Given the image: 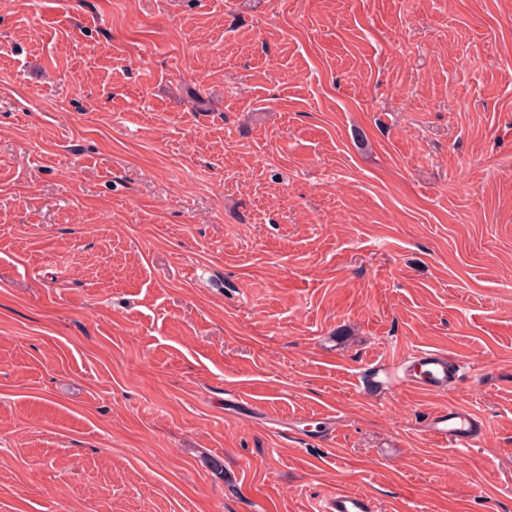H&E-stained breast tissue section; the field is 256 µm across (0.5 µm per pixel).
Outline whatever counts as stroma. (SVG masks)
<instances>
[{
	"mask_svg": "<svg viewBox=\"0 0 512 512\" xmlns=\"http://www.w3.org/2000/svg\"><path fill=\"white\" fill-rule=\"evenodd\" d=\"M338 491L512 512V0H0V512ZM445 351L423 348L404 357L394 375L387 373L395 386L415 389L426 395L446 393L459 379L457 369ZM426 429L432 437L462 454L477 446L487 434L482 416L454 406L430 413Z\"/></svg>",
	"mask_w": 512,
	"mask_h": 512,
	"instance_id": "obj_1",
	"label": "stroma"
}]
</instances>
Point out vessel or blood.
Here are the masks:
<instances>
[{
	"mask_svg": "<svg viewBox=\"0 0 512 512\" xmlns=\"http://www.w3.org/2000/svg\"><path fill=\"white\" fill-rule=\"evenodd\" d=\"M458 379L448 354L427 348L404 357L390 377L394 385L426 395L445 393ZM426 429L432 437L462 453L477 446L487 433L482 416L454 406L430 413ZM321 512H376V504L370 496L339 491L323 501Z\"/></svg>",
	"mask_w": 512,
	"mask_h": 512,
	"instance_id": "vessel-or-blood-1",
	"label": "vessel or blood"
}]
</instances>
